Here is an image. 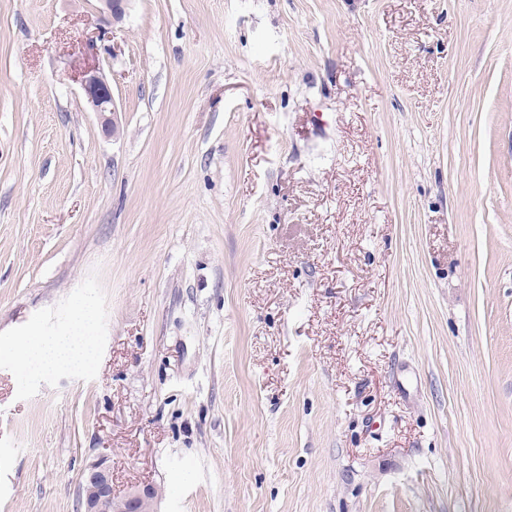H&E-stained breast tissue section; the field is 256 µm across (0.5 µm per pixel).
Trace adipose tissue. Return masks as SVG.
<instances>
[{
  "label": "adipose tissue",
  "instance_id": "1",
  "mask_svg": "<svg viewBox=\"0 0 512 512\" xmlns=\"http://www.w3.org/2000/svg\"><path fill=\"white\" fill-rule=\"evenodd\" d=\"M26 367L42 372H56L80 365L92 354L93 344L76 334H49L36 329L15 347Z\"/></svg>",
  "mask_w": 512,
  "mask_h": 512
}]
</instances>
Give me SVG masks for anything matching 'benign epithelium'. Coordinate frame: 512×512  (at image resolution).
Instances as JSON below:
<instances>
[{
	"label": "benign epithelium",
	"instance_id": "benign-epithelium-1",
	"mask_svg": "<svg viewBox=\"0 0 512 512\" xmlns=\"http://www.w3.org/2000/svg\"><path fill=\"white\" fill-rule=\"evenodd\" d=\"M100 13L106 23L118 21L124 14L125 0H99ZM86 100L101 119L105 130L114 135L118 128L111 115L116 108L112 89L98 63L85 65L77 75ZM81 507L84 512H153L157 505L153 489L133 486L127 496L114 500L112 495V458L101 456L92 461L83 473L80 486Z\"/></svg>",
	"mask_w": 512,
	"mask_h": 512
}]
</instances>
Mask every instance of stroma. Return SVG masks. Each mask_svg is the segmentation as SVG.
Returning a JSON list of instances; mask_svg holds the SVG:
<instances>
[{"label": "stroma", "instance_id": "obj_1", "mask_svg": "<svg viewBox=\"0 0 512 512\" xmlns=\"http://www.w3.org/2000/svg\"><path fill=\"white\" fill-rule=\"evenodd\" d=\"M103 454L157 512H512V0H0V512ZM86 100L93 112L101 119L105 130L116 135L119 131L114 122V114L116 112L112 89L99 63H91L84 65L77 75ZM109 114V116L107 115ZM113 116L112 119L110 116ZM80 334H48L36 329L23 337L15 347L22 369L33 367L36 371L56 372L80 365L91 356L93 344Z\"/></svg>", "mask_w": 512, "mask_h": 512}]
</instances>
